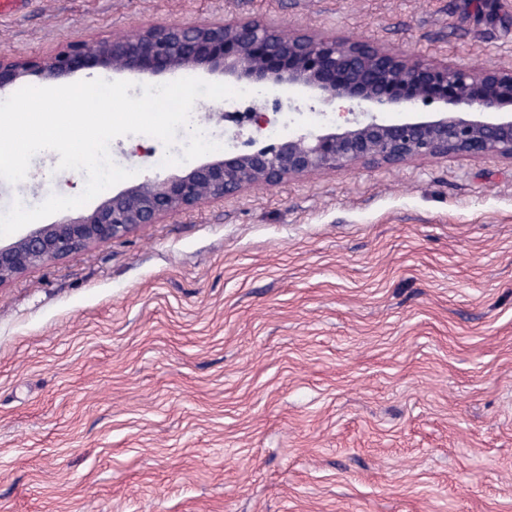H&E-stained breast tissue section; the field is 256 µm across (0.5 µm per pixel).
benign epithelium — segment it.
I'll return each instance as SVG.
<instances>
[{"instance_id": "obj_1", "label": "benign epithelium", "mask_w": 512, "mask_h": 512, "mask_svg": "<svg viewBox=\"0 0 512 512\" xmlns=\"http://www.w3.org/2000/svg\"><path fill=\"white\" fill-rule=\"evenodd\" d=\"M205 69L236 81L299 87L321 101L344 99L365 119L335 131L304 133L233 152L182 174L146 178L103 199L75 220L39 225L0 246V284L53 259L79 254L163 214L235 194L256 182L314 171L342 172L358 162L397 165L416 157L498 155L512 160V69L410 60L361 42L306 34L285 37L259 20L151 27L133 40L74 38L45 59L0 56V89L36 75L46 82L79 71L156 76ZM439 103L425 119L381 121L378 112Z\"/></svg>"}]
</instances>
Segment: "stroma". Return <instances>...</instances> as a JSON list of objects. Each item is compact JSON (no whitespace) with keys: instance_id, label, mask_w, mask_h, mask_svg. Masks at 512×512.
Returning a JSON list of instances; mask_svg holds the SVG:
<instances>
[{"instance_id":"35a3bbf8","label":"stroma","mask_w":512,"mask_h":512,"mask_svg":"<svg viewBox=\"0 0 512 512\" xmlns=\"http://www.w3.org/2000/svg\"><path fill=\"white\" fill-rule=\"evenodd\" d=\"M239 19L512 68V0H30L0 54ZM195 108L238 151L268 142L246 113L285 139L355 110ZM109 154L139 181L190 168L144 134ZM58 161L0 179V213L79 195ZM0 512H512V161L256 184L0 285Z\"/></svg>"}]
</instances>
